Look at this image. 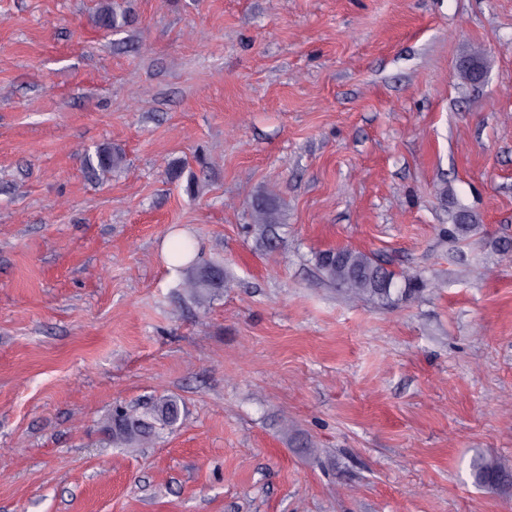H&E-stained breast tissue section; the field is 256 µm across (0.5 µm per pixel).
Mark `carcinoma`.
I'll use <instances>...</instances> for the list:
<instances>
[{"mask_svg": "<svg viewBox=\"0 0 512 512\" xmlns=\"http://www.w3.org/2000/svg\"><path fill=\"white\" fill-rule=\"evenodd\" d=\"M97 24L104 29H116L120 27L119 16L112 7L103 6L97 15ZM459 71L466 80L474 83L484 73V67L479 58L470 56L459 64ZM84 162L94 171L109 172L121 163V156L111 147L104 146L85 155ZM277 214L276 199L266 197L253 207L252 219L255 225L267 229L277 223ZM192 251L191 241L179 239L173 244L172 259L184 274L183 287L202 306L210 301L214 290L226 280V276L220 265H196L191 259ZM317 266L325 278L339 288L344 299L353 304L369 299L388 304L395 297L414 296L421 287L414 273L406 269H389L372 255L347 247L321 252L317 256ZM180 420L178 401L162 396L143 413L128 409L115 410L104 419L100 431L113 445L143 448L155 438L158 431L171 429ZM470 470L475 482L491 487L500 485V476L512 475L502 464L482 456L471 460Z\"/></svg>", "mask_w": 512, "mask_h": 512, "instance_id": "cac0c4a2", "label": "carcinoma"}]
</instances>
